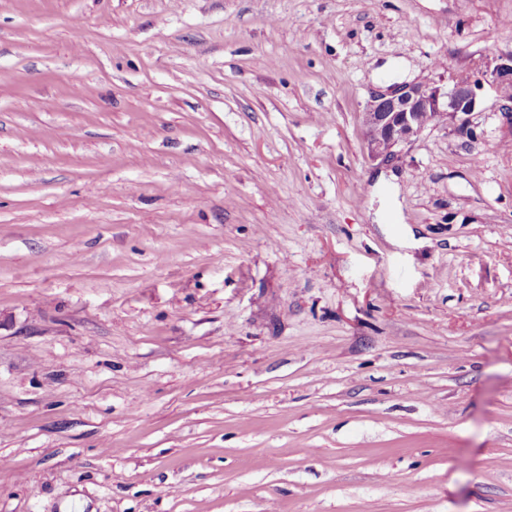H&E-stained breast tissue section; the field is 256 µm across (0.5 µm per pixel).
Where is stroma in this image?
I'll return each mask as SVG.
<instances>
[{"instance_id":"obj_1","label":"stroma","mask_w":512,"mask_h":512,"mask_svg":"<svg viewBox=\"0 0 512 512\" xmlns=\"http://www.w3.org/2000/svg\"><path fill=\"white\" fill-rule=\"evenodd\" d=\"M509 53L512 0H0V512H512V112L360 119ZM478 108L476 83L468 78H452L447 86L394 84L374 93L361 112L364 148L372 161H393L428 127L454 125ZM421 113L429 122H420Z\"/></svg>"}]
</instances>
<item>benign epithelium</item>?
<instances>
[{"mask_svg":"<svg viewBox=\"0 0 512 512\" xmlns=\"http://www.w3.org/2000/svg\"><path fill=\"white\" fill-rule=\"evenodd\" d=\"M488 77L501 94L503 110L512 112V54L497 56ZM478 108L476 83L470 79L453 78L446 86L394 84L373 94L361 112L364 148L372 161H393L428 127L453 125Z\"/></svg>","mask_w":512,"mask_h":512,"instance_id":"obj_1","label":"benign epithelium"}]
</instances>
